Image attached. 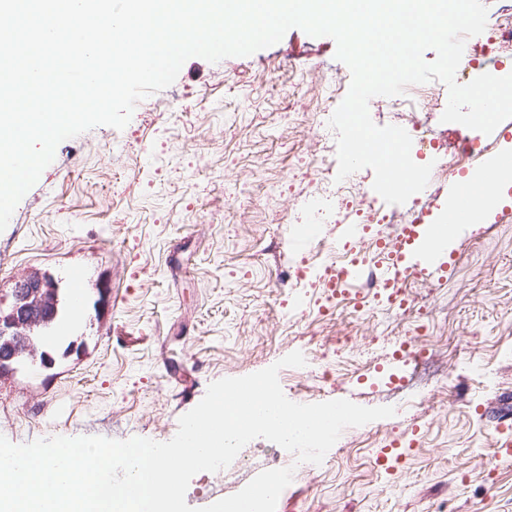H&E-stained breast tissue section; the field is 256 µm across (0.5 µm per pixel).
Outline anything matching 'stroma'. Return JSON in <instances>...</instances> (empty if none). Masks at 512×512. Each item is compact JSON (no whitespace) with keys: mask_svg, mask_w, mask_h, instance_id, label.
<instances>
[{"mask_svg":"<svg viewBox=\"0 0 512 512\" xmlns=\"http://www.w3.org/2000/svg\"><path fill=\"white\" fill-rule=\"evenodd\" d=\"M336 43L289 30L274 46L218 63L188 59L176 81L139 102L121 130L100 126L61 142L0 232V312L17 281L47 277L69 305L83 272L82 313L46 358L0 367V435L172 439L210 383L245 376L299 351L348 340L338 381L284 368L306 402L347 399L396 414L344 431L332 465L306 473L276 512H512V181L483 223L455 227L446 275L405 281L406 315L363 313L364 298L330 304L333 251L374 244L343 225L293 242L292 219L316 191L335 192L316 159L335 157L328 120L351 73ZM318 87L319 108L284 118L282 98ZM306 278L288 281V266ZM433 351L427 380L411 379L400 341ZM399 444L388 471L377 453ZM276 444L249 442L223 473L195 475L199 508L233 495Z\"/></svg>","mask_w":512,"mask_h":512,"instance_id":"1","label":"stroma"}]
</instances>
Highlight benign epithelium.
<instances>
[{
    "label": "benign epithelium",
    "mask_w": 512,
    "mask_h": 512,
    "mask_svg": "<svg viewBox=\"0 0 512 512\" xmlns=\"http://www.w3.org/2000/svg\"><path fill=\"white\" fill-rule=\"evenodd\" d=\"M13 295L10 311L0 316V359L5 362L20 347L35 355L40 336L34 329L52 323L60 310L58 289L38 277L17 282Z\"/></svg>",
    "instance_id": "benign-epithelium-1"
}]
</instances>
